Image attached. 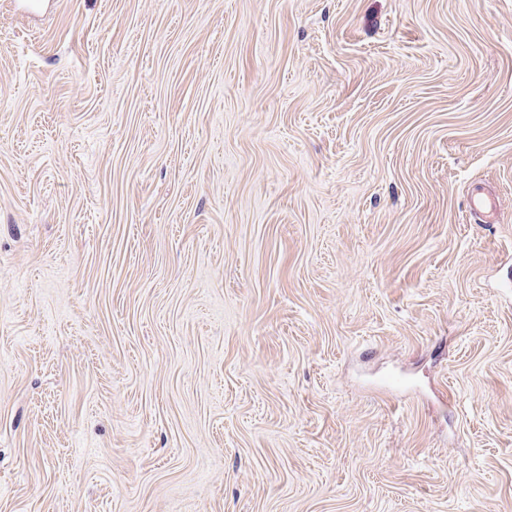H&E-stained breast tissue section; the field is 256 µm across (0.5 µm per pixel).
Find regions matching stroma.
Wrapping results in <instances>:
<instances>
[{"label":"stroma","mask_w":512,"mask_h":512,"mask_svg":"<svg viewBox=\"0 0 512 512\" xmlns=\"http://www.w3.org/2000/svg\"><path fill=\"white\" fill-rule=\"evenodd\" d=\"M0 512H512V0H0ZM469 209L475 214H493L495 199L480 185H473L469 193Z\"/></svg>","instance_id":"stroma-1"}]
</instances>
